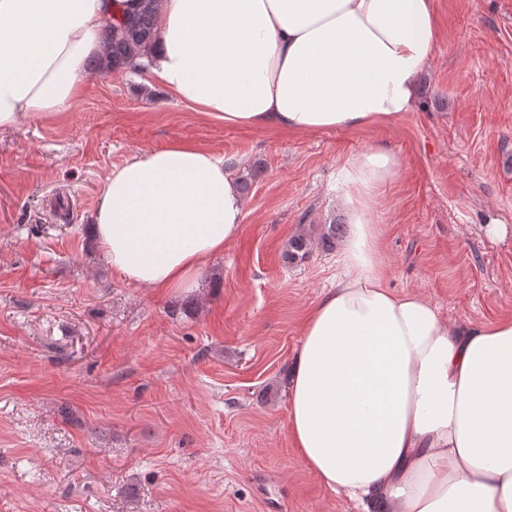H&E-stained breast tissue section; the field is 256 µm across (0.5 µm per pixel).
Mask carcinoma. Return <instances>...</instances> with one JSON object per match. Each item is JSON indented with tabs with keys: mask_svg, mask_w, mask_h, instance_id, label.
<instances>
[{
	"mask_svg": "<svg viewBox=\"0 0 512 512\" xmlns=\"http://www.w3.org/2000/svg\"><path fill=\"white\" fill-rule=\"evenodd\" d=\"M159 0H137L135 8L104 26L102 40L104 51L100 56L87 60L86 69L93 75H108L118 71L139 72L146 65L139 59L148 55L156 40V12ZM339 224L302 225L288 238L282 253L284 262L296 264L305 259L313 249L329 250L340 233Z\"/></svg>",
	"mask_w": 512,
	"mask_h": 512,
	"instance_id": "carcinoma-1",
	"label": "carcinoma"
}]
</instances>
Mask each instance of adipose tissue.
I'll list each match as a JSON object with an SVG mask.
<instances>
[{
    "mask_svg": "<svg viewBox=\"0 0 512 512\" xmlns=\"http://www.w3.org/2000/svg\"><path fill=\"white\" fill-rule=\"evenodd\" d=\"M132 0H0V127L82 95L99 32ZM148 75L227 125L301 133L411 111L439 39L433 0H160ZM398 158L343 172L344 276L307 316L289 371L288 428L322 483L386 512H512V319L450 323L382 281L370 197ZM223 157L189 141L114 167L91 232L146 288L187 287L240 235Z\"/></svg>",
    "mask_w": 512,
    "mask_h": 512,
    "instance_id": "adipose-tissue-1",
    "label": "adipose tissue"
}]
</instances>
